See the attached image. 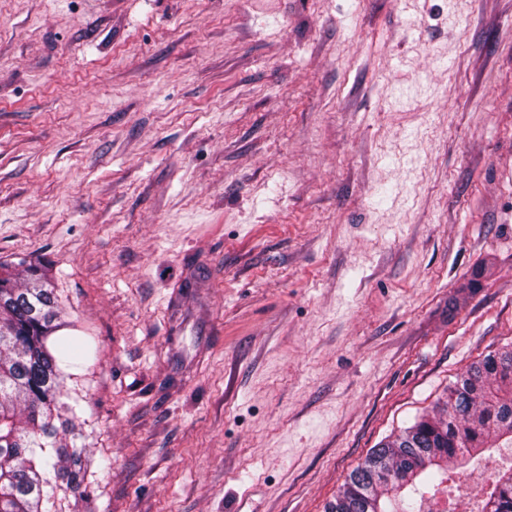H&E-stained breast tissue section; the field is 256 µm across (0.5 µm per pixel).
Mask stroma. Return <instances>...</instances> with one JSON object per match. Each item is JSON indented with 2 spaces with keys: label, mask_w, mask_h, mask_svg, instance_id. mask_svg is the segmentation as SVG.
Segmentation results:
<instances>
[{
  "label": "stroma",
  "mask_w": 512,
  "mask_h": 512,
  "mask_svg": "<svg viewBox=\"0 0 512 512\" xmlns=\"http://www.w3.org/2000/svg\"><path fill=\"white\" fill-rule=\"evenodd\" d=\"M22 260L75 323L59 512H324L512 343V0H0Z\"/></svg>",
  "instance_id": "stroma-1"
}]
</instances>
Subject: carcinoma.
Masks as SVG:
<instances>
[{
	"label": "carcinoma",
	"instance_id": "carcinoma-1",
	"mask_svg": "<svg viewBox=\"0 0 512 512\" xmlns=\"http://www.w3.org/2000/svg\"><path fill=\"white\" fill-rule=\"evenodd\" d=\"M24 272L21 285L0 263V512H54L79 487L70 469L79 455L57 440L75 412L64 401L71 374L50 348L64 327L58 295L38 265ZM436 408L371 449L325 512H419L411 494L436 493L448 473L512 444V347L473 363ZM477 512H512V467L496 473Z\"/></svg>",
	"mask_w": 512,
	"mask_h": 512
}]
</instances>
